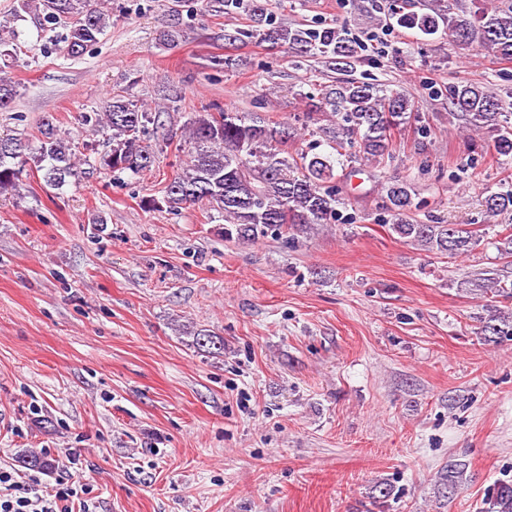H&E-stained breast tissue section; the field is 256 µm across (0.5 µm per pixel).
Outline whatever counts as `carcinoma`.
Returning <instances> with one entry per match:
<instances>
[{
	"label": "carcinoma",
	"mask_w": 512,
	"mask_h": 512,
	"mask_svg": "<svg viewBox=\"0 0 512 512\" xmlns=\"http://www.w3.org/2000/svg\"><path fill=\"white\" fill-rule=\"evenodd\" d=\"M251 13L256 28L224 35L230 43L244 37L261 40L294 57L316 58L326 66L347 73L335 82L322 83L303 115L309 136L322 135L329 150L288 153V123L259 112L225 111L215 103L203 105L188 122L189 160L165 185L162 199L148 197L143 207L165 204L172 211L202 206L224 218V238L253 243L268 235L295 241L319 224L336 219L341 204V176L336 174V148L348 145L349 158L378 162L390 156L393 131L409 122L418 111V101L402 88H389L359 81L349 73L362 61L365 45L332 24L317 28L297 26L262 27L265 0H205V11ZM369 22L387 29L399 26L425 36L438 32L462 45L476 43L492 55L512 59V3L493 9L479 7L470 12L462 0H371ZM30 21L45 46H61L64 55L79 58L97 43L109 26L110 15L100 0H16L12 20L0 22V110L17 96L15 83L4 69L16 62L22 31L17 21ZM449 106L465 123L492 133L493 149L512 159V101L488 87L459 82L445 88ZM159 115L122 96L103 101L100 108L81 116V124L111 131L106 150L82 159L77 166L75 137L60 134L47 119L36 140L21 135L0 134V195L17 189L24 172L32 165L42 172L45 184L60 189L84 174L105 170L119 180L137 176L155 161L149 125ZM383 208L388 230L423 250L458 257L481 246L483 236L465 224H427L410 217L413 189L406 181L382 186ZM485 212L490 217L512 213V188L487 196ZM477 290L485 295L512 301V286L502 285L495 275L481 274ZM487 342L512 338V313L492 311L481 327ZM198 348L224 349V341L208 331L193 333ZM25 468L51 472L59 460L42 452L28 451L19 457ZM466 464H448L440 477L442 496L451 498L465 474ZM484 512H512V480H499L484 501Z\"/></svg>",
	"instance_id": "obj_1"
}]
</instances>
